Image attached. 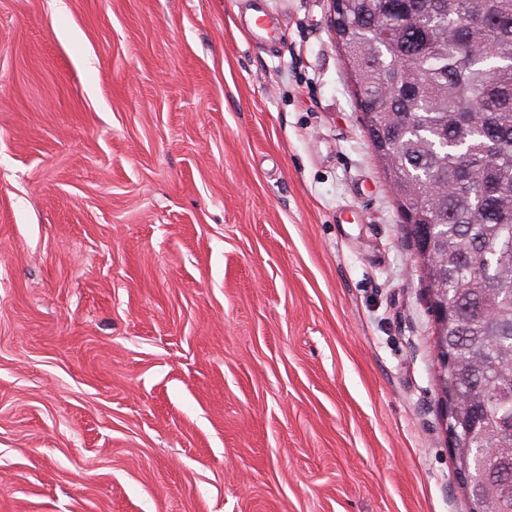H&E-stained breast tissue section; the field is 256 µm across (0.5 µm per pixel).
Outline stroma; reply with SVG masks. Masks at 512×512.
<instances>
[{
    "label": "stroma",
    "instance_id": "stroma-1",
    "mask_svg": "<svg viewBox=\"0 0 512 512\" xmlns=\"http://www.w3.org/2000/svg\"><path fill=\"white\" fill-rule=\"evenodd\" d=\"M332 16L0 0V512H468Z\"/></svg>",
    "mask_w": 512,
    "mask_h": 512
}]
</instances>
